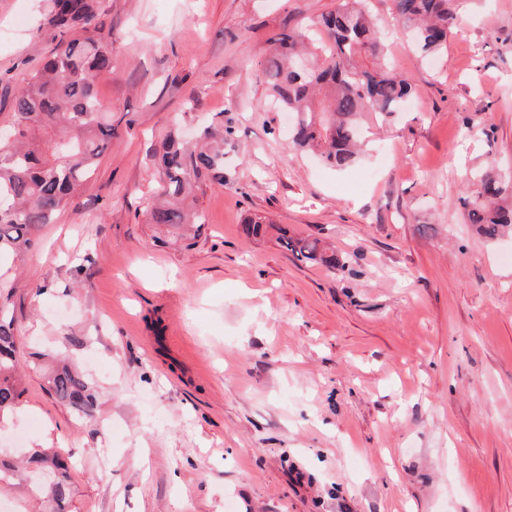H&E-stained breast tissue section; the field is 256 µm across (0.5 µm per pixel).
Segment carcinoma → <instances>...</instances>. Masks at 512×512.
Masks as SVG:
<instances>
[{"instance_id": "obj_1", "label": "carcinoma", "mask_w": 512, "mask_h": 512, "mask_svg": "<svg viewBox=\"0 0 512 512\" xmlns=\"http://www.w3.org/2000/svg\"><path fill=\"white\" fill-rule=\"evenodd\" d=\"M460 0H390L397 22L411 29L421 54L447 47L459 20ZM47 22L75 35L59 42L41 68L14 96L11 124L0 129V257L19 255L34 233L50 224L112 141V120L95 80L112 71L113 57L102 36L98 0H49ZM263 75L274 104L295 114L289 144L319 155L336 170L352 167L364 151L365 112L391 115L404 109L411 87L383 62L385 44L375 29L369 0H339L336 9L270 38ZM234 127L224 120L203 124L196 145L173 129L161 144L162 201L149 211L152 224H200L184 205L200 183H224V141ZM463 207L488 240L512 230V169L488 161L469 184ZM282 248L299 260L336 268V252L318 239L294 238L283 229ZM12 289L0 287V415L22 395ZM49 390L77 414L87 415L96 395L86 377L63 364L47 376ZM48 470L54 487L30 486L42 512H65L74 496L69 465L60 450L34 452L20 469L0 457V486Z\"/></svg>"}]
</instances>
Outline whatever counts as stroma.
<instances>
[{"label": "stroma", "mask_w": 512, "mask_h": 512, "mask_svg": "<svg viewBox=\"0 0 512 512\" xmlns=\"http://www.w3.org/2000/svg\"><path fill=\"white\" fill-rule=\"evenodd\" d=\"M338 0H100L114 60L97 95L112 141L21 256L23 394L0 450L71 456L70 512H512V236L481 237L473 172L512 168V0L467 8L417 52L372 0L406 111L338 171L290 147L269 105V39ZM48 0H0V126L58 43ZM231 118L202 223L151 224L155 156ZM260 215L335 249L297 260ZM65 353L92 416L49 391Z\"/></svg>", "instance_id": "stroma-1"}]
</instances>
